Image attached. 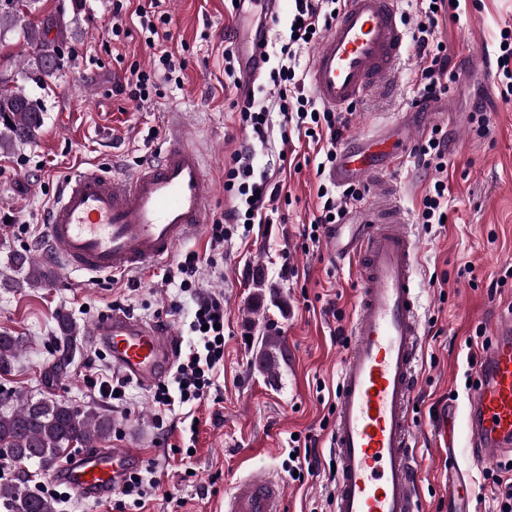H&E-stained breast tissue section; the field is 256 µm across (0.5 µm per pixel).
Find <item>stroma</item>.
I'll return each instance as SVG.
<instances>
[{
	"label": "stroma",
	"mask_w": 512,
	"mask_h": 512,
	"mask_svg": "<svg viewBox=\"0 0 512 512\" xmlns=\"http://www.w3.org/2000/svg\"><path fill=\"white\" fill-rule=\"evenodd\" d=\"M84 4L77 14L71 0H35L29 13L34 22L63 25L68 44L56 78L42 81L20 68L19 33L0 42V73L14 77L45 111L34 143L0 155V244L39 259L49 251L45 215L65 174L90 166L132 174L157 158L182 124L212 176L209 215L215 218L229 205L224 166L250 140L224 89L225 36L233 22L224 0H165L173 33L168 48L184 58L185 68L178 82L161 83L158 95L144 102L116 91L131 64L150 63L139 31L113 40L112 0ZM508 25L512 0H467L459 19L441 20L440 37L460 78L425 109L442 105L462 116L448 133V164L426 168L409 155L389 176L414 220L431 184L442 180L448 186L447 223L413 226L425 360L411 417L424 512L460 508L448 495V450L440 446L439 434L448 420L463 421L471 391L469 360L488 343L500 312L512 308V102L501 100L497 76L477 60L495 56L499 31ZM418 73L415 53L407 51L391 88L357 103L350 133L414 119L420 111L414 105ZM478 108L489 119L483 134L469 120ZM316 153L302 138L282 143L276 130L256 145L255 168L279 169L283 196L275 202L273 221L253 225L246 234L234 232L223 261L198 272L203 291L224 297V370L217 390L193 409L198 424L192 441L184 440L178 414L156 424L150 389L128 383L118 402L100 398L92 387L114 373L106 350L90 336L102 313L115 310L168 325L183 344L191 343L193 304L163 280L175 259L91 281L51 262L47 287L0 288V333L22 339L19 356L0 374V391L53 397L111 417L107 447L140 449L159 484L144 508L125 512H224V496L239 477L281 472L292 436L309 434L319 438L318 466L303 482L287 485L283 512H329L336 485L329 480L331 432L325 424L334 418L340 360L350 344L335 331L349 327L360 283L354 260H337L327 242L303 243V227L319 206ZM284 155L291 167L282 166ZM259 278L272 285L275 297L257 304L252 284ZM331 306L341 310V318L328 314ZM63 313L76 321L80 336L57 373V322ZM265 323L282 336L286 354L271 376L256 364L254 339ZM457 460L472 477L470 512H491L497 488L490 476L499 464L475 463L463 444Z\"/></svg>",
	"instance_id": "stroma-1"
}]
</instances>
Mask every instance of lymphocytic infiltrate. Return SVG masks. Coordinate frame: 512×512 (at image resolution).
<instances>
[{"mask_svg": "<svg viewBox=\"0 0 512 512\" xmlns=\"http://www.w3.org/2000/svg\"><path fill=\"white\" fill-rule=\"evenodd\" d=\"M163 0H144L135 14L146 46L153 51L154 63L150 68L134 64L129 68L125 84L119 93L139 100L151 96L159 79H171L176 70L184 68V60L167 50L172 38L170 18L162 8ZM288 14V35L281 39L272 57L267 60L268 81L277 89L275 108L281 115V129L310 133L316 143H326L321 165L336 159V144L349 126L347 113L322 105L305 92L300 52L311 40H318L335 21L334 11L340 10L342 0H291ZM461 0H427L421 10L422 19L412 33L416 55L420 60L418 94L421 102L440 98L449 91L458 73L452 68L448 48L438 36L439 17L457 16ZM239 116V122L249 131L253 142H265L271 130L270 110L256 94L234 97L230 103ZM280 186L270 170H255L252 149L243 146L232 156L224 168V195L229 206L214 219L212 241L223 245L232 236L235 227L247 222L266 223L268 206L279 195ZM214 256L199 257L186 253L177 264L179 289L190 295L195 303L189 330L195 341L188 352L180 356L168 382L157 385L153 404L158 414H165L175 406H192L206 400L215 388L224 366V299L203 292L196 284L201 264H214Z\"/></svg>", "mask_w": 512, "mask_h": 512, "instance_id": "f902f5d3", "label": "lymphocytic infiltrate"}]
</instances>
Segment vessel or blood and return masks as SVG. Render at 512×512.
I'll return each instance as SVG.
<instances>
[{"instance_id": "vessel-or-blood-1", "label": "vessel or blood", "mask_w": 512, "mask_h": 512, "mask_svg": "<svg viewBox=\"0 0 512 512\" xmlns=\"http://www.w3.org/2000/svg\"><path fill=\"white\" fill-rule=\"evenodd\" d=\"M399 0H345L313 52L309 81L318 100L340 110L385 88L406 45ZM280 0H238L232 25L242 91L265 66L272 18ZM416 126L351 136L329 176L336 187L373 180L377 188L360 218L328 235L337 258H356L360 288L350 346L339 367L331 431L337 485L330 512H423L413 451L411 404L423 354L416 280L417 246L396 190L385 178L405 158ZM210 176L184 133L164 153L129 176L88 168L66 175L47 211L50 252L70 272L94 278L168 260L207 221ZM112 364L142 386L172 368L176 335L121 312L91 329ZM473 459L490 462L512 451V313L504 314L475 364L465 419ZM134 449H100L74 456L55 475L88 500L116 490L137 462ZM282 478L238 479L224 512H281Z\"/></svg>"}]
</instances>
